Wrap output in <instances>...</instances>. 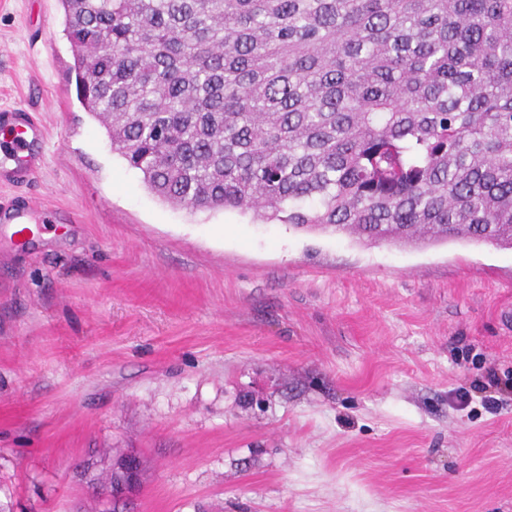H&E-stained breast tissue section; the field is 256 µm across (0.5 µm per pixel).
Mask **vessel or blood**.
<instances>
[{
	"mask_svg": "<svg viewBox=\"0 0 512 512\" xmlns=\"http://www.w3.org/2000/svg\"><path fill=\"white\" fill-rule=\"evenodd\" d=\"M0 125L10 131L6 151L0 152V186L30 183L45 165L39 143L46 140L44 124L21 107L1 108Z\"/></svg>",
	"mask_w": 512,
	"mask_h": 512,
	"instance_id": "1",
	"label": "vessel or blood"
}]
</instances>
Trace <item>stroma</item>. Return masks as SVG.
Masks as SVG:
<instances>
[{
  "label": "stroma",
  "instance_id": "obj_1",
  "mask_svg": "<svg viewBox=\"0 0 512 512\" xmlns=\"http://www.w3.org/2000/svg\"><path fill=\"white\" fill-rule=\"evenodd\" d=\"M59 0H0V108L46 164L0 187V501L80 512L98 448L137 512H512V249L362 245L162 202L78 101ZM123 453L121 450L115 448H104L102 458L110 461L109 465L105 468L98 469V462L93 460H83L78 467H81L80 475L86 479V483L92 489L93 506L91 512L96 511V501L99 498V509L102 512H113L116 506V511L129 512L133 499L139 493L141 484V460L140 456L134 452L129 451L125 454L118 463V468L123 474V482L118 492L112 491V456L120 455ZM112 491L98 496L99 493ZM125 504L126 507L120 510V505Z\"/></svg>",
  "mask_w": 512,
  "mask_h": 512
}]
</instances>
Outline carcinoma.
Listing matches in <instances>:
<instances>
[{
  "mask_svg": "<svg viewBox=\"0 0 512 512\" xmlns=\"http://www.w3.org/2000/svg\"><path fill=\"white\" fill-rule=\"evenodd\" d=\"M59 3L78 99L162 201L512 248V0Z\"/></svg>",
  "mask_w": 512,
  "mask_h": 512,
  "instance_id": "carcinoma-1",
  "label": "carcinoma"
}]
</instances>
